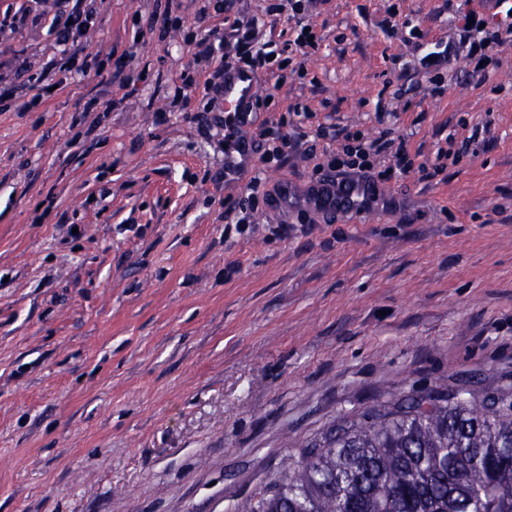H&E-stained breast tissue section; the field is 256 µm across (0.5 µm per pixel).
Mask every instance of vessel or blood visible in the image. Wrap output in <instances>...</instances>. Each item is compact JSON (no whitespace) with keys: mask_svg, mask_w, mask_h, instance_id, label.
<instances>
[{"mask_svg":"<svg viewBox=\"0 0 512 512\" xmlns=\"http://www.w3.org/2000/svg\"><path fill=\"white\" fill-rule=\"evenodd\" d=\"M257 86L250 72L233 71L224 76V173L227 178H234L245 169L254 155L250 138L242 136V125L248 104L253 100ZM374 190L371 184H361L357 196L336 194L334 189H326L324 197L332 198L327 206L328 214L352 213L357 211L360 198L371 197Z\"/></svg>","mask_w":512,"mask_h":512,"instance_id":"b4317fda","label":"vessel or blood"}]
</instances>
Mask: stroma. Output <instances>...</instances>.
I'll use <instances>...</instances> for the list:
<instances>
[{
	"mask_svg": "<svg viewBox=\"0 0 512 512\" xmlns=\"http://www.w3.org/2000/svg\"><path fill=\"white\" fill-rule=\"evenodd\" d=\"M184 2L138 41L157 0H101L87 49L131 82L0 106V512H236L336 420L441 383L512 391V41L482 73L458 57L435 96L418 50L489 0H319L305 54L290 10L236 0L287 60L258 70L247 132L286 117L303 149L234 182L184 40L210 0ZM60 51L19 27L0 76ZM92 96L119 106L75 137ZM343 128L412 161L372 210L259 200L240 223L253 179L300 197ZM181 2L182 0H167L163 13L161 15L156 13L155 22L152 25L147 26L145 29L142 26H139L138 22L136 21L135 25L138 27L136 28L134 38L140 41L148 35H152L158 23L160 30H167L169 28H179L180 25L182 24L183 19V17L180 14H178L182 7ZM138 35H141V39H137Z\"/></svg>",
	"mask_w": 512,
	"mask_h": 512,
	"instance_id": "obj_1",
	"label": "stroma"
}]
</instances>
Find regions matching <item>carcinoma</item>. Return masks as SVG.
<instances>
[{
  "label": "carcinoma",
  "instance_id": "carcinoma-1",
  "mask_svg": "<svg viewBox=\"0 0 512 512\" xmlns=\"http://www.w3.org/2000/svg\"><path fill=\"white\" fill-rule=\"evenodd\" d=\"M239 512H512V396L440 384L339 420Z\"/></svg>",
  "mask_w": 512,
  "mask_h": 512
}]
</instances>
